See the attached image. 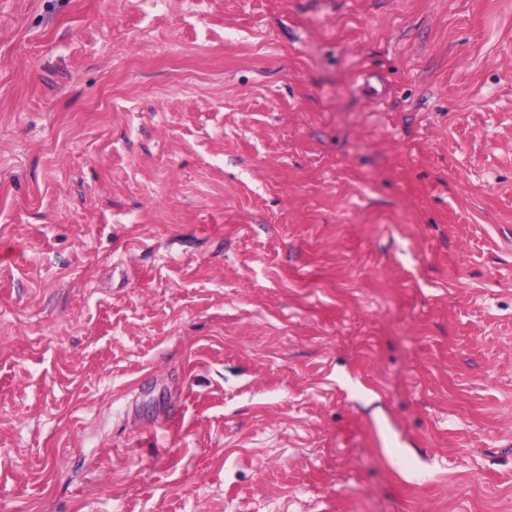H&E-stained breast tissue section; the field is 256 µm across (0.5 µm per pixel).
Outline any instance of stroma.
<instances>
[{"mask_svg": "<svg viewBox=\"0 0 512 512\" xmlns=\"http://www.w3.org/2000/svg\"><path fill=\"white\" fill-rule=\"evenodd\" d=\"M0 512H512V0H0Z\"/></svg>", "mask_w": 512, "mask_h": 512, "instance_id": "stroma-1", "label": "stroma"}]
</instances>
